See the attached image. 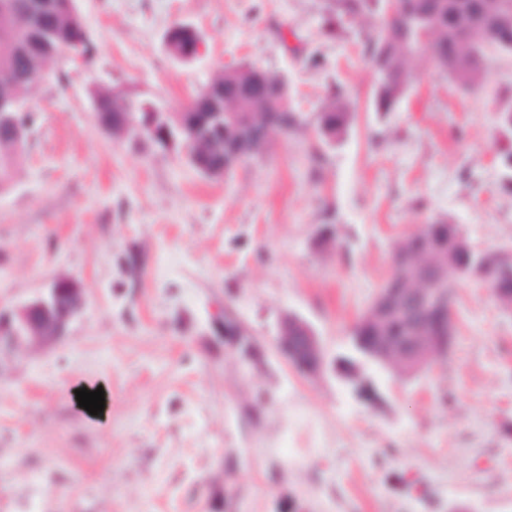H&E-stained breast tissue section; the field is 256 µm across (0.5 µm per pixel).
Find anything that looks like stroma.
<instances>
[{"label":"stroma","instance_id":"obj_1","mask_svg":"<svg viewBox=\"0 0 512 512\" xmlns=\"http://www.w3.org/2000/svg\"><path fill=\"white\" fill-rule=\"evenodd\" d=\"M76 4L98 52L28 93L0 313L62 277L85 303L52 345H0V512H512V310L471 281L447 357L396 375L352 356L394 244L428 219L512 254V54H488L475 93L413 58L379 112L364 27L330 29L325 0ZM176 22L203 37L193 61L167 50ZM245 64L284 76L308 126L229 176L95 124L93 89L173 108ZM337 91L352 121L318 139ZM287 314L324 372L280 353ZM293 321L298 324V334L302 336H288V315L284 316L280 321L278 337V342L283 353L288 356V339L291 338L310 345L314 353V359L308 366V369H310L311 372L321 371L326 365V359L319 336H317L314 329L307 321L299 317Z\"/></svg>","mask_w":512,"mask_h":512}]
</instances>
